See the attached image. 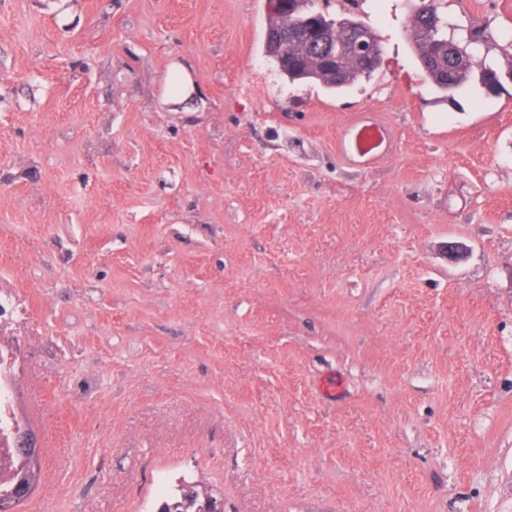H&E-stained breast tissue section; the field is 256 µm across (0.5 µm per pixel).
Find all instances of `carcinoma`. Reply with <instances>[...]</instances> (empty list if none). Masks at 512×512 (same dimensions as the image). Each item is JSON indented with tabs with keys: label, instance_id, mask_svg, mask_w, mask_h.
I'll list each match as a JSON object with an SVG mask.
<instances>
[{
	"label": "carcinoma",
	"instance_id": "cac0c4a2",
	"mask_svg": "<svg viewBox=\"0 0 512 512\" xmlns=\"http://www.w3.org/2000/svg\"><path fill=\"white\" fill-rule=\"evenodd\" d=\"M415 12L411 13L407 25L410 37L417 50L427 81L441 92H452L468 83L475 68H481V84L488 86L496 80L497 72L484 64H469L463 61L448 66V32L446 17L441 12L442 0H414ZM317 13L314 0H301L295 12L283 25L280 15L267 14L265 29V51L278 64L282 73L292 83H319L327 88L343 90L362 77L373 73V67L345 49H338L352 29H358L377 45H382L376 32L352 17L330 18L323 16L327 26L310 25V17ZM493 41L488 26L471 24V31L456 42L476 58L480 46ZM26 458V468L20 471L18 483L10 493L15 503H20L18 491L29 492L39 480L33 456L34 445L21 450ZM180 508L176 512H195L199 494L181 489L169 498Z\"/></svg>",
	"mask_w": 512,
	"mask_h": 512
}]
</instances>
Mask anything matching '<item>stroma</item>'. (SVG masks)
<instances>
[{
  "instance_id": "35a3bbf8",
  "label": "stroma",
  "mask_w": 512,
  "mask_h": 512,
  "mask_svg": "<svg viewBox=\"0 0 512 512\" xmlns=\"http://www.w3.org/2000/svg\"><path fill=\"white\" fill-rule=\"evenodd\" d=\"M412 7L326 4L384 46L334 91L281 74L265 0H0L21 512H154L182 479L224 512H512V0H448L501 82L451 97ZM386 132L376 125H364L352 133L348 148L355 155L367 161L375 160L382 150Z\"/></svg>"
}]
</instances>
